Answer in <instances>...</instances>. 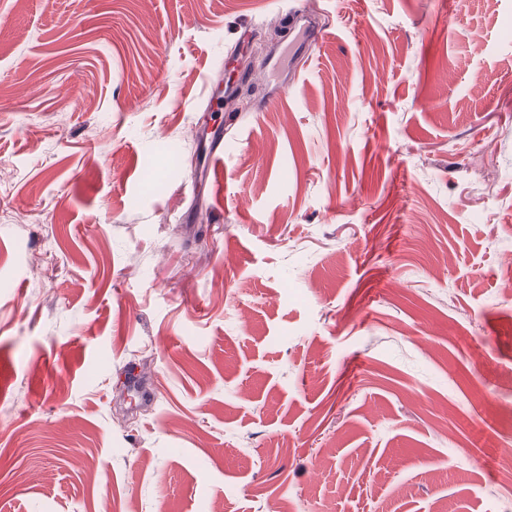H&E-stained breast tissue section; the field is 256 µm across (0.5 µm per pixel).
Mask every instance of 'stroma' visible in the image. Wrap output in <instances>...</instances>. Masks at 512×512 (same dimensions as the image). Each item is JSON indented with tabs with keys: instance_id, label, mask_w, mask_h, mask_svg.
Here are the masks:
<instances>
[{
	"instance_id": "1",
	"label": "stroma",
	"mask_w": 512,
	"mask_h": 512,
	"mask_svg": "<svg viewBox=\"0 0 512 512\" xmlns=\"http://www.w3.org/2000/svg\"><path fill=\"white\" fill-rule=\"evenodd\" d=\"M511 282L512 0H0V512H512Z\"/></svg>"
}]
</instances>
